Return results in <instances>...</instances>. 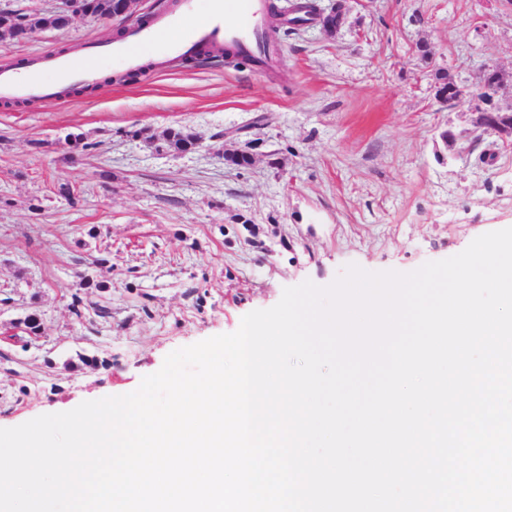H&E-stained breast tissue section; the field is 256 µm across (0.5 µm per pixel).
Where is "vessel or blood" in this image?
<instances>
[{
  "instance_id": "obj_1",
  "label": "vessel or blood",
  "mask_w": 512,
  "mask_h": 512,
  "mask_svg": "<svg viewBox=\"0 0 512 512\" xmlns=\"http://www.w3.org/2000/svg\"><path fill=\"white\" fill-rule=\"evenodd\" d=\"M267 12V0H179L174 11L131 25L111 41H87L80 56L56 52L1 66L0 101L52 99L64 86L98 85L108 60L137 71L153 57L178 58L205 49L226 51L263 73L280 53L264 24Z\"/></svg>"
}]
</instances>
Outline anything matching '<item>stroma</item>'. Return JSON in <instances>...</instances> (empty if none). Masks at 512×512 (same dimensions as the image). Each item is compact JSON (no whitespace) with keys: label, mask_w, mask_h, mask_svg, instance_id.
<instances>
[{"label":"stroma","mask_w":512,"mask_h":512,"mask_svg":"<svg viewBox=\"0 0 512 512\" xmlns=\"http://www.w3.org/2000/svg\"><path fill=\"white\" fill-rule=\"evenodd\" d=\"M345 8L332 37L278 20L282 54L265 76L176 60L137 82L0 102V428L131 393L169 353L235 332L286 287L329 285L350 264L411 272L512 226V142L473 132L471 106L434 93L437 72L471 86L492 62L512 94V5ZM122 28L77 16L0 36V66ZM178 127L199 147L167 151ZM233 150L252 164L227 165ZM84 275L104 282L93 299L108 316L71 313ZM30 313L39 335L24 330Z\"/></svg>","instance_id":"obj_1"}]
</instances>
